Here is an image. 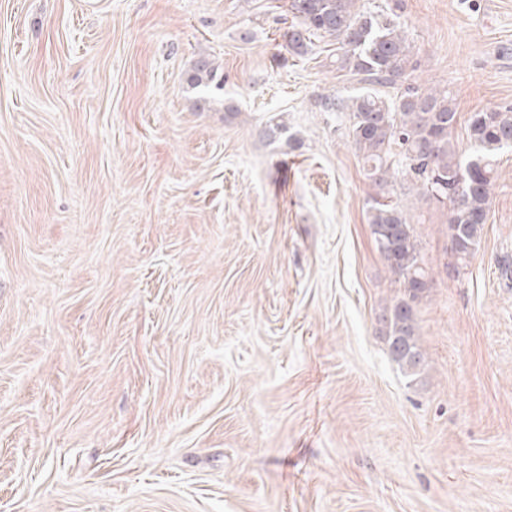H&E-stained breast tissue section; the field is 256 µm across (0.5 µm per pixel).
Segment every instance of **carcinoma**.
I'll list each match as a JSON object with an SVG mask.
<instances>
[{
    "label": "carcinoma",
    "instance_id": "carcinoma-1",
    "mask_svg": "<svg viewBox=\"0 0 512 512\" xmlns=\"http://www.w3.org/2000/svg\"><path fill=\"white\" fill-rule=\"evenodd\" d=\"M357 0H290L297 25L285 34L288 50L307 53L317 34L339 40L338 69L372 87L353 99L352 140L362 156L366 176L385 188L396 171L405 173L423 194L449 204L451 241L460 259L478 247L487 222L494 154L512 147V106L475 112L468 124L473 150L462 156L451 137L458 112L446 90L407 82L412 47L394 22L356 6ZM216 78L211 62L201 59L188 76L194 87ZM399 89L389 102L374 87ZM378 249L403 284V297L383 318L390 356L405 373L419 371L418 344L412 303L428 288L429 275L420 265L410 218L397 206L373 199L368 209Z\"/></svg>",
    "mask_w": 512,
    "mask_h": 512
}]
</instances>
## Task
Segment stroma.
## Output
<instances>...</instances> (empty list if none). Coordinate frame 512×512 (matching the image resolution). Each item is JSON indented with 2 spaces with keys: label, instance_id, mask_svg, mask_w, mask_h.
I'll use <instances>...</instances> for the list:
<instances>
[{
  "label": "stroma",
  "instance_id": "1",
  "mask_svg": "<svg viewBox=\"0 0 512 512\" xmlns=\"http://www.w3.org/2000/svg\"><path fill=\"white\" fill-rule=\"evenodd\" d=\"M396 14L412 80L512 105V0ZM289 0H0V512H512V149L481 242L395 175L427 290L367 219L337 44ZM215 84L192 89L198 60ZM383 199L384 196L373 199L368 221L379 251L404 287L403 297L393 306L389 317L383 318L385 336L392 361L405 373L414 375L419 371L422 353L412 303L428 288L429 275L420 265L410 218Z\"/></svg>",
  "mask_w": 512,
  "mask_h": 512
}]
</instances>
